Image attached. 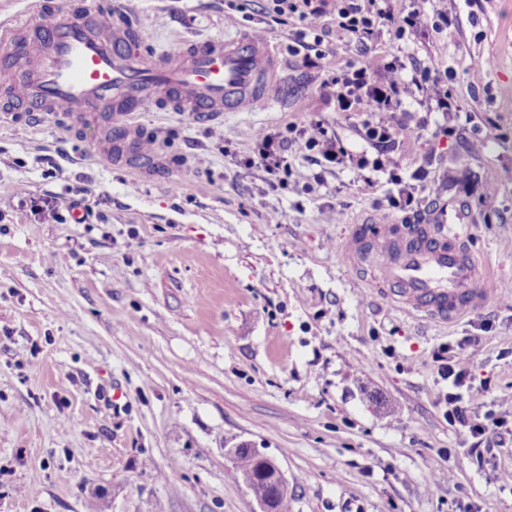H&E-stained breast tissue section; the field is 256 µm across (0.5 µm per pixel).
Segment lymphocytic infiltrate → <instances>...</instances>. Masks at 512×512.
Listing matches in <instances>:
<instances>
[{"label": "lymphocytic infiltrate", "mask_w": 512, "mask_h": 512, "mask_svg": "<svg viewBox=\"0 0 512 512\" xmlns=\"http://www.w3.org/2000/svg\"><path fill=\"white\" fill-rule=\"evenodd\" d=\"M427 0H410L409 9L403 16H394L387 0H268L263 11L264 17L272 22L283 23L285 18L298 17L301 26L291 34L288 51L301 57L304 64L311 68H324L328 57L323 50L324 37L318 32L319 19L333 17L338 30L355 36L357 42L370 38L380 22L393 25L396 35L425 26L428 15L425 11ZM387 73L385 82L374 78V66L367 61H348L337 66L332 81L336 87V103L339 111L362 112L369 109L395 111L400 109L404 99L422 96L428 104L430 113L441 114L443 118L458 111V103L445 87L439 71L431 66L415 67L411 78H404L406 64L400 57H392L383 65ZM300 137L304 147L312 154L317 166H341L354 171L372 169L388 171L393 186L386 200L390 207L411 213L414 220H423L426 210L420 191L426 190L429 170L427 165H419L410 177H402L394 171V161L390 156L394 144L391 127L378 121L367 124L364 138L376 151L375 158L366 154H353L337 145L335 140L327 138L321 125L314 124L301 128ZM473 362L470 358L457 354L450 356L440 370L452 388L448 395V420L464 432L468 443V452L482 457L489 448V432L505 426V419L486 413L484 418H476L471 410L472 404L481 403L487 388L473 383ZM466 388L469 404H462L458 395L459 388Z\"/></svg>", "instance_id": "1"}]
</instances>
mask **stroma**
<instances>
[{
  "instance_id": "35a3bbf8",
  "label": "stroma",
  "mask_w": 512,
  "mask_h": 512,
  "mask_svg": "<svg viewBox=\"0 0 512 512\" xmlns=\"http://www.w3.org/2000/svg\"><path fill=\"white\" fill-rule=\"evenodd\" d=\"M426 11L455 23L400 38L380 26L367 59L447 70L451 138L337 111L328 72L288 53L296 19L266 25L256 0L104 14L138 22V54L248 31L283 64L265 103L216 122L146 105L136 168L113 163L108 123L0 111V512H257L227 476L225 448L243 440L280 468L286 512H512V0ZM476 70L488 91L472 92ZM381 117L402 176L431 156L440 209L490 269L484 306L447 326L405 315L378 295L377 269L344 260L353 225L404 222L387 173L321 169L295 134L289 180L244 164L291 123L368 150ZM89 183L93 213L71 223ZM465 336L508 420L479 459L448 421L435 360Z\"/></svg>"
}]
</instances>
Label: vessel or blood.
Returning <instances> with one entry per match:
<instances>
[{
    "instance_id": "vessel-or-blood-1",
    "label": "vessel or blood",
    "mask_w": 512,
    "mask_h": 512,
    "mask_svg": "<svg viewBox=\"0 0 512 512\" xmlns=\"http://www.w3.org/2000/svg\"><path fill=\"white\" fill-rule=\"evenodd\" d=\"M0 55L18 61L0 69V88L31 117L62 110L95 125L111 113L114 156L121 162L143 152L125 102L162 99L207 121L263 103L279 76L274 48L249 33L192 42L171 57L146 59L119 53L103 23L72 16L40 18L22 31L0 28ZM367 234L359 224L348 238L350 264L372 257L363 246ZM378 239L375 257L392 286L384 297L396 308L445 324L483 306L480 266L459 225L418 224L407 235L388 231Z\"/></svg>"
}]
</instances>
